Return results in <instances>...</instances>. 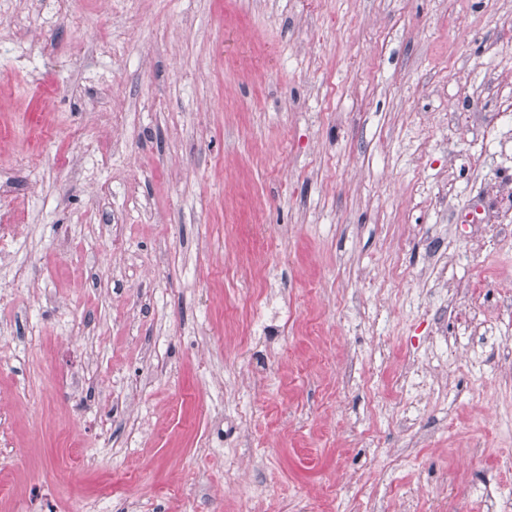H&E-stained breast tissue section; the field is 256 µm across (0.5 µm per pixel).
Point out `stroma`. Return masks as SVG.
I'll return each mask as SVG.
<instances>
[{
  "instance_id": "1",
  "label": "stroma",
  "mask_w": 512,
  "mask_h": 512,
  "mask_svg": "<svg viewBox=\"0 0 512 512\" xmlns=\"http://www.w3.org/2000/svg\"><path fill=\"white\" fill-rule=\"evenodd\" d=\"M0 512H512V0H0Z\"/></svg>"
}]
</instances>
